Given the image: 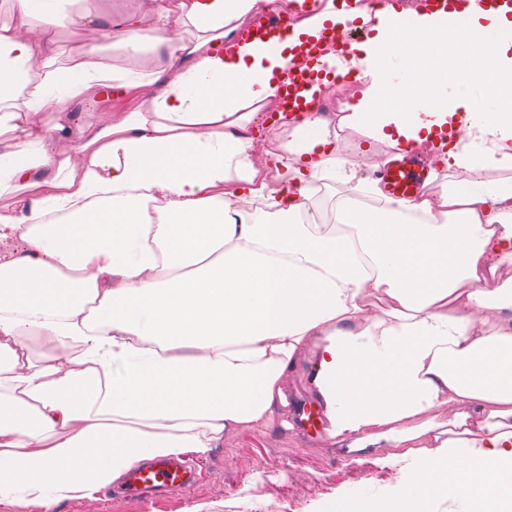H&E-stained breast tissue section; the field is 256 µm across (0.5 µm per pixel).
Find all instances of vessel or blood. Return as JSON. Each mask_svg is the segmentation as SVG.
<instances>
[{
    "instance_id": "b4317fda",
    "label": "vessel or blood",
    "mask_w": 512,
    "mask_h": 512,
    "mask_svg": "<svg viewBox=\"0 0 512 512\" xmlns=\"http://www.w3.org/2000/svg\"><path fill=\"white\" fill-rule=\"evenodd\" d=\"M338 30L330 27L319 36L308 37L291 47L295 62L288 68L287 77L278 82L279 98L283 111L300 113L307 110L308 92L320 84L326 75L318 63L325 48L335 45ZM288 24L282 13L275 12L259 18L245 33V39L287 38ZM429 171L416 151H405L402 160L384 165L374 176L389 195L412 198L420 194L428 179ZM200 474L181 460H160L131 470L120 489L123 497L140 500L163 489L188 488L197 484Z\"/></svg>"
}]
</instances>
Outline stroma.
<instances>
[{
	"instance_id": "35a3bbf8",
	"label": "stroma",
	"mask_w": 512,
	"mask_h": 512,
	"mask_svg": "<svg viewBox=\"0 0 512 512\" xmlns=\"http://www.w3.org/2000/svg\"><path fill=\"white\" fill-rule=\"evenodd\" d=\"M126 97L112 88L74 112H44L49 123L72 129L73 143L84 141L90 129L110 123L124 111ZM209 469L201 483L162 496L149 506L109 498L107 490L62 502L57 512H192L203 503L207 512H331L341 499L392 498L409 471L393 448H379L352 462L329 439L324 422L296 423L294 428L272 421L226 434L217 448L202 457Z\"/></svg>"
}]
</instances>
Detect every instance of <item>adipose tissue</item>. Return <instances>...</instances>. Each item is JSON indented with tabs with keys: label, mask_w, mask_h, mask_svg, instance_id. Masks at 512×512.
<instances>
[{
	"label": "adipose tissue",
	"mask_w": 512,
	"mask_h": 512,
	"mask_svg": "<svg viewBox=\"0 0 512 512\" xmlns=\"http://www.w3.org/2000/svg\"><path fill=\"white\" fill-rule=\"evenodd\" d=\"M47 32L91 33L65 63L49 44L0 27V500L56 512L135 465L269 421L312 354L311 395L349 458L381 444L414 466L389 503L360 512H432L452 492L512 512V180L338 210L356 238L308 221L318 182L360 186L337 128L397 150L430 144L448 169L512 170V18L305 6L295 37L356 18L374 36L337 59L365 87L338 117L288 120L276 184L252 160L255 117L293 57L278 39L241 41L285 0H154L151 18L67 0H7ZM125 59L103 63L104 52ZM114 86L154 88L69 147L37 120ZM387 304L367 315L364 298ZM53 348L34 365L27 340ZM464 404L447 422L430 410Z\"/></svg>",
	"instance_id": "obj_1"
}]
</instances>
